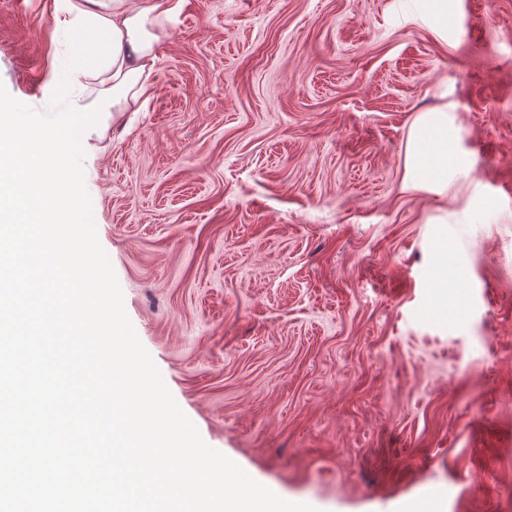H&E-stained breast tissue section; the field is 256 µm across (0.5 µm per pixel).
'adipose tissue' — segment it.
<instances>
[{"instance_id":"adipose-tissue-1","label":"adipose tissue","mask_w":512,"mask_h":512,"mask_svg":"<svg viewBox=\"0 0 512 512\" xmlns=\"http://www.w3.org/2000/svg\"><path fill=\"white\" fill-rule=\"evenodd\" d=\"M182 0H52L57 30L69 34L79 58L55 76L60 90L78 79L117 85L130 70L152 71L159 39L153 23L171 19ZM464 157L456 131L444 111L426 112L412 126L407 149V185L435 189L448 181V172L462 167Z\"/></svg>"}]
</instances>
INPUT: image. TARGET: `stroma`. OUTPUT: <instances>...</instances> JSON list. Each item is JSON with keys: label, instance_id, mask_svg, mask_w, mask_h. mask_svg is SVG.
Returning <instances> with one entry per match:
<instances>
[{"label": "stroma", "instance_id": "1", "mask_svg": "<svg viewBox=\"0 0 512 512\" xmlns=\"http://www.w3.org/2000/svg\"><path fill=\"white\" fill-rule=\"evenodd\" d=\"M51 2L0 0V83L40 113L73 54ZM158 34L84 183L204 442L318 512H512V0H183ZM438 108L472 163L406 188Z\"/></svg>", "mask_w": 512, "mask_h": 512}]
</instances>
